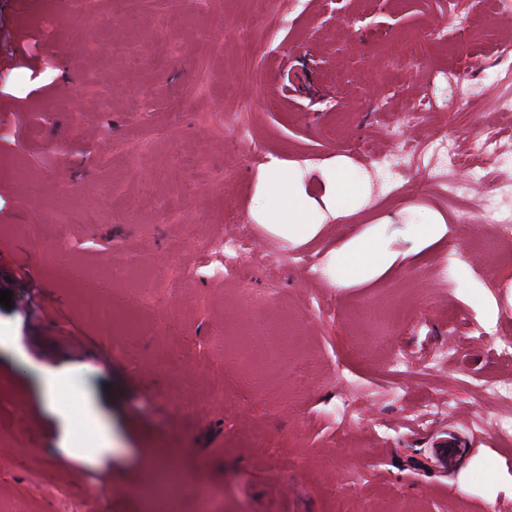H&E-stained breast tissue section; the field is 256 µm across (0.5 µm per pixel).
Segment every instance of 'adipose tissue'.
I'll use <instances>...</instances> for the list:
<instances>
[{
    "mask_svg": "<svg viewBox=\"0 0 512 512\" xmlns=\"http://www.w3.org/2000/svg\"><path fill=\"white\" fill-rule=\"evenodd\" d=\"M267 169L274 177V223L269 230L286 241L300 243L315 231L314 225L307 220L313 204L299 189L295 177L281 176L278 162H270ZM389 262L390 255L377 238L353 240L337 256L340 273L349 276L368 275Z\"/></svg>",
    "mask_w": 512,
    "mask_h": 512,
    "instance_id": "adipose-tissue-1",
    "label": "adipose tissue"
}]
</instances>
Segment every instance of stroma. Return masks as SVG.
I'll return each mask as SVG.
<instances>
[{"mask_svg": "<svg viewBox=\"0 0 512 512\" xmlns=\"http://www.w3.org/2000/svg\"><path fill=\"white\" fill-rule=\"evenodd\" d=\"M475 19L486 37L459 42ZM48 22L56 91L0 153V512H336L340 494L350 512H512L497 428L512 399L485 390L512 382L497 353L512 343V230L482 212L512 177V113L493 107L512 89L498 59L512 21L492 0H270L262 17L248 0H0V110L41 70L16 52ZM68 81L78 96L60 94ZM429 95L447 109L419 111ZM488 128L483 184L449 203L444 183L467 179ZM440 130L458 166L380 173ZM273 158L318 204L324 169L343 165L354 210L323 212L299 244L271 234L256 201ZM236 217L256 243L212 272ZM44 219L54 242L37 245L21 228ZM425 223L437 240L411 233ZM377 235L390 266L335 277L343 245ZM23 264L42 284L33 308L8 281ZM265 333L285 338L278 360ZM449 438L463 458L444 469ZM173 464L171 499L156 478Z\"/></svg>", "mask_w": 512, "mask_h": 512, "instance_id": "1", "label": "stroma"}]
</instances>
